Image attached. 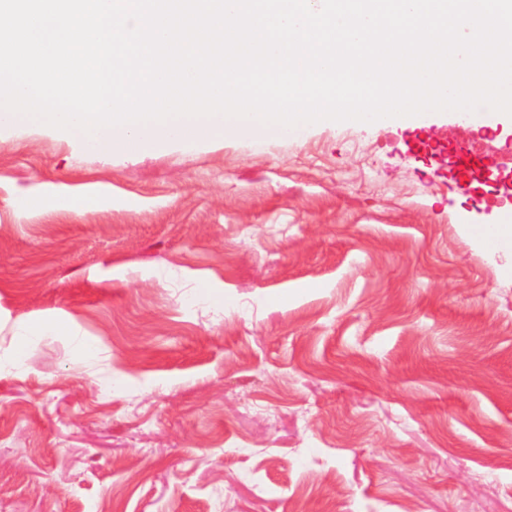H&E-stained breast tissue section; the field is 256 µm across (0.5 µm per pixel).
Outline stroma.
I'll use <instances>...</instances> for the list:
<instances>
[{
    "label": "stroma",
    "mask_w": 512,
    "mask_h": 512,
    "mask_svg": "<svg viewBox=\"0 0 512 512\" xmlns=\"http://www.w3.org/2000/svg\"><path fill=\"white\" fill-rule=\"evenodd\" d=\"M508 194L512 120L450 111L0 132V512H512ZM455 156L466 172V177L459 183V188L462 191H469L471 189V179L475 175H492L494 169L490 165H486L476 161L478 155L473 151L471 146L467 143H459L455 147ZM479 236L492 248L497 250H512V225L489 224L477 229Z\"/></svg>",
    "instance_id": "1"
}]
</instances>
